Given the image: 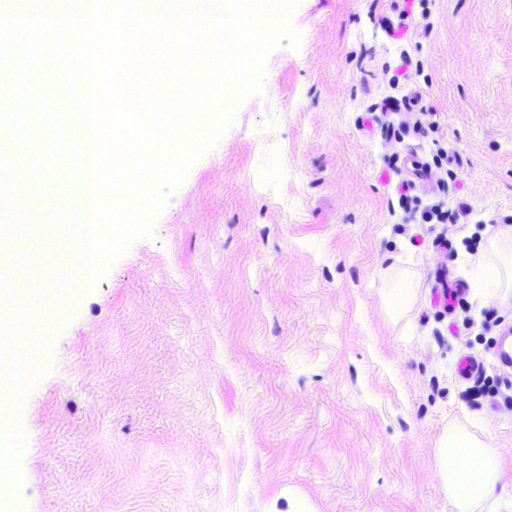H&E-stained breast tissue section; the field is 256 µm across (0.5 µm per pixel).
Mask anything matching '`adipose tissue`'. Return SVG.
<instances>
[{
    "instance_id": "adipose-tissue-1",
    "label": "adipose tissue",
    "mask_w": 512,
    "mask_h": 512,
    "mask_svg": "<svg viewBox=\"0 0 512 512\" xmlns=\"http://www.w3.org/2000/svg\"><path fill=\"white\" fill-rule=\"evenodd\" d=\"M492 257L478 258L473 276L492 298L507 300L512 288V227L498 229L491 238ZM436 470L460 512L476 502L512 504V482L505 481L498 453L469 432L454 428L436 450Z\"/></svg>"
}]
</instances>
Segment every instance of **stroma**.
Instances as JSON below:
<instances>
[{"label": "stroma", "instance_id": "35a3bbf8", "mask_svg": "<svg viewBox=\"0 0 512 512\" xmlns=\"http://www.w3.org/2000/svg\"><path fill=\"white\" fill-rule=\"evenodd\" d=\"M298 47L94 288L20 305L16 512H456L457 425L512 479V0H296ZM415 305L383 307L386 269ZM41 323L32 334L29 323ZM499 380L477 398L461 357ZM512 227L498 229L491 237L494 248L493 258L479 257L473 268L477 288H489L490 296L506 302L512 288ZM502 288L504 291H501Z\"/></svg>", "mask_w": 512, "mask_h": 512}]
</instances>
